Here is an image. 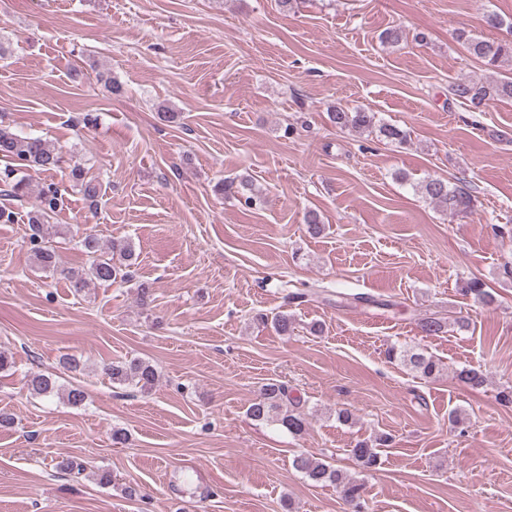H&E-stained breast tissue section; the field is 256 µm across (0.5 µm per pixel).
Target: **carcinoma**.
I'll return each instance as SVG.
<instances>
[{
	"label": "carcinoma",
	"instance_id": "1",
	"mask_svg": "<svg viewBox=\"0 0 512 512\" xmlns=\"http://www.w3.org/2000/svg\"><path fill=\"white\" fill-rule=\"evenodd\" d=\"M457 39L465 44L472 57L484 65L498 70L505 67L512 70V41L490 40L470 35L464 30L457 33ZM451 91L457 99L479 110L492 101L512 100V76H505L497 81H461L454 84ZM328 116L329 120L341 129L347 128L357 132L374 129L378 136L386 140H407L405 131L385 123L376 124L373 112H349L341 107H335L328 112ZM0 157L17 162L24 170L53 171L62 168L64 164L62 153L46 140L22 137L1 124ZM70 177L86 200L92 203L97 201L98 186L93 181L85 179L80 167H73ZM4 178L9 180L7 186L11 196L22 198L28 194V176L17 177L15 170L10 169L4 172ZM415 191L423 198L445 208L453 216L466 215L474 208L473 196L466 188L440 177H430L415 185ZM38 198L39 207L29 219L30 243L40 266L53 270L57 268L56 254L53 247L47 245V239L54 234V229L53 225L47 222V218L63 206V195L58 188L49 185L40 190ZM80 245L88 257V265L81 270L67 272L73 287L83 288L93 280L111 283L133 280L137 256L130 244H114L104 248L96 237L86 235L80 240ZM461 291L480 303L493 301V295L478 278L463 282ZM388 357L408 362L411 368L425 379L432 378L440 371L439 363L434 357L424 353H412L394 346L388 351ZM105 373L114 384L131 385L140 390L152 388L158 379L156 367L150 361L139 357L113 361L105 367ZM458 377L473 389L483 386L486 382V376L474 368L461 370ZM26 385L28 390L44 397L58 394L55 381L44 374L30 376ZM288 401V386L272 379L263 386L259 397L250 404L247 416L254 422L277 425L289 434L299 436L306 430L307 420L297 407H289ZM390 441L391 437L386 434L373 440H361L349 449V452L363 469L371 470L380 464L378 447ZM292 465L314 484H330L342 488L345 498L353 506V512H363L360 485L325 460L300 453L293 457Z\"/></svg>",
	"mask_w": 512,
	"mask_h": 512
}]
</instances>
